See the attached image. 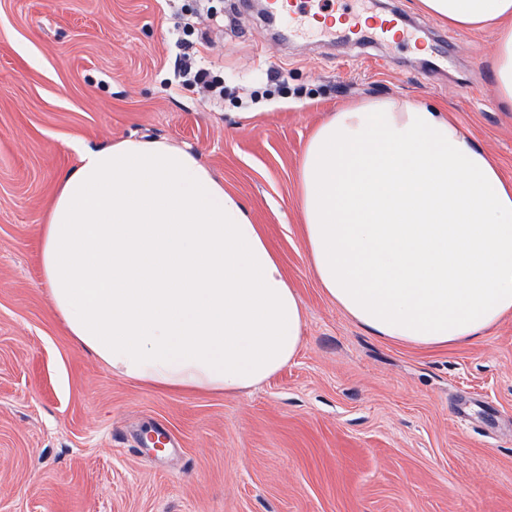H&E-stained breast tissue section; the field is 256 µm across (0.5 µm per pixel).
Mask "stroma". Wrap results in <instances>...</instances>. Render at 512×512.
I'll return each instance as SVG.
<instances>
[{"label": "stroma", "instance_id": "obj_1", "mask_svg": "<svg viewBox=\"0 0 512 512\" xmlns=\"http://www.w3.org/2000/svg\"><path fill=\"white\" fill-rule=\"evenodd\" d=\"M389 9L427 33L424 50L283 39L240 0H0V512H512V315L472 342L405 345L344 314L307 260L296 169L338 107L434 106L512 178L492 33L442 25L416 0L370 6ZM192 17L223 103L171 84L172 33ZM132 134L198 153L280 257L303 343L265 384L160 392L56 319L37 236L56 177L75 142Z\"/></svg>", "mask_w": 512, "mask_h": 512}]
</instances>
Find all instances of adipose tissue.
I'll return each mask as SVG.
<instances>
[{
  "label": "adipose tissue",
  "instance_id": "obj_1",
  "mask_svg": "<svg viewBox=\"0 0 512 512\" xmlns=\"http://www.w3.org/2000/svg\"><path fill=\"white\" fill-rule=\"evenodd\" d=\"M495 36L512 111V0H417ZM38 230L41 280L67 332L114 374L234 395L280 372L304 309L242 201L196 152L128 137L77 146ZM310 270L372 334L421 347L478 338L512 313V180L448 114L413 102L337 108L297 167Z\"/></svg>",
  "mask_w": 512,
  "mask_h": 512
}]
</instances>
